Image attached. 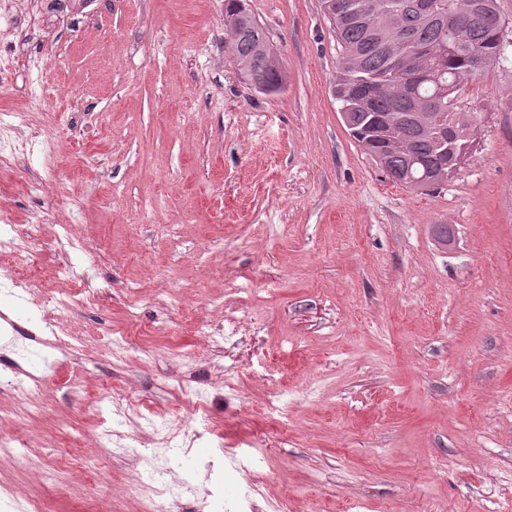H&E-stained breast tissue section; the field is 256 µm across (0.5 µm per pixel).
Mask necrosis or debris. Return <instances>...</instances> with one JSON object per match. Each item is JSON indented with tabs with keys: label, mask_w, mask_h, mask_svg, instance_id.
Returning a JSON list of instances; mask_svg holds the SVG:
<instances>
[{
	"label": "necrosis or debris",
	"mask_w": 512,
	"mask_h": 512,
	"mask_svg": "<svg viewBox=\"0 0 512 512\" xmlns=\"http://www.w3.org/2000/svg\"><path fill=\"white\" fill-rule=\"evenodd\" d=\"M40 105L25 108L17 112L0 114V167L14 164L27 149L23 139H8L3 135L4 129L23 128L40 112ZM46 221L45 215L38 214L24 224L16 223L13 216L0 211V253L18 254L39 241L41 226ZM64 288L52 291L49 303L56 311H69L77 307L96 304L97 290L84 287L72 281L70 267L61 264L59 267ZM39 276L36 269L27 264H20L18 269L0 282V298L5 299L6 306L0 310V321L12 330V337L6 338L5 347L12 353L4 368L0 369V388L24 397L28 401L26 416H34L40 410L39 399L44 394L45 380L31 370L28 357L37 353L43 360H55L57 354L70 350V343L61 341L54 324L42 321L38 330H31L15 317L17 306L26 299L29 292L37 288ZM97 402L109 404L112 416L102 422L97 437V445L101 448H116L125 452H134L136 457L155 468L153 477L137 481L126 489L128 495L137 498L142 505V512H184L185 500L198 498L196 486L181 482H171L164 470L156 468L159 457H167L181 453L180 436L184 430L182 424L170 421L163 422L153 447L133 449L130 443L129 430L138 424L142 417L139 410L127 405L121 393L102 392L96 397Z\"/></svg>",
	"instance_id": "4bbe7bcc"
}]
</instances>
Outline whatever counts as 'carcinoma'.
Instances as JSON below:
<instances>
[{"mask_svg": "<svg viewBox=\"0 0 512 512\" xmlns=\"http://www.w3.org/2000/svg\"><path fill=\"white\" fill-rule=\"evenodd\" d=\"M418 0H321L342 47L333 94L341 103L350 135L393 182L406 187L412 179L440 172L452 176L466 153L464 139L440 152L420 113L435 112L445 126L459 111L458 99L469 81L471 53L486 57L490 69L512 42L498 0H439L434 13H424ZM472 18L468 28L448 31V12ZM224 30L239 70L249 81L262 80L272 94L283 90L285 75L273 45L249 13L245 0H225ZM384 85L368 99L354 95L358 83ZM397 113L399 135L408 151L392 149L372 121L374 114Z\"/></svg>", "mask_w": 512, "mask_h": 512, "instance_id": "obj_1", "label": "carcinoma"}]
</instances>
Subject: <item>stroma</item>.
<instances>
[{
    "instance_id": "35a3bbf8",
    "label": "stroma",
    "mask_w": 512,
    "mask_h": 512,
    "mask_svg": "<svg viewBox=\"0 0 512 512\" xmlns=\"http://www.w3.org/2000/svg\"><path fill=\"white\" fill-rule=\"evenodd\" d=\"M248 4L285 71L274 96L240 73L224 0H89L25 30L0 110L34 100L47 116L23 131L32 154L0 168V208L50 214L21 256L44 288L61 285L53 240L73 226L88 250L72 275L102 294L58 316L38 290L20 309L81 342L48 369L0 480L18 499L66 487L57 512L107 497L140 512L132 457L75 465L97 438L94 395L118 389L198 435L169 467L211 512H512V45L461 95L479 118L458 170L411 189L348 134L320 0ZM46 175L53 190L22 194ZM203 320L223 324V356ZM115 333L123 364L104 348ZM179 373L202 410L173 391Z\"/></svg>"
}]
</instances>
